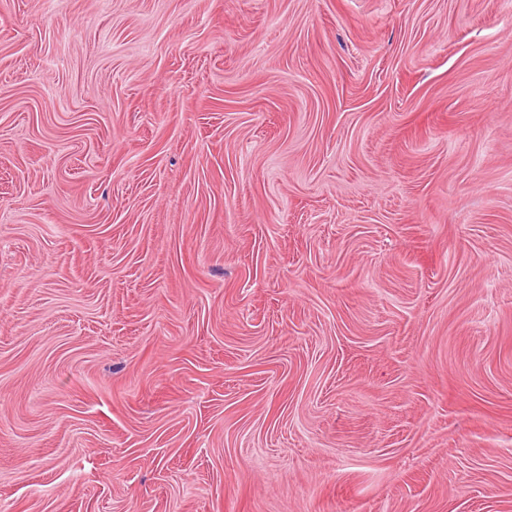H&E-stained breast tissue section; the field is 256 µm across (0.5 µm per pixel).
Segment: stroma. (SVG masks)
Here are the masks:
<instances>
[{"label": "stroma", "mask_w": 512, "mask_h": 512, "mask_svg": "<svg viewBox=\"0 0 512 512\" xmlns=\"http://www.w3.org/2000/svg\"><path fill=\"white\" fill-rule=\"evenodd\" d=\"M0 512H512V0H0Z\"/></svg>", "instance_id": "stroma-1"}]
</instances>
